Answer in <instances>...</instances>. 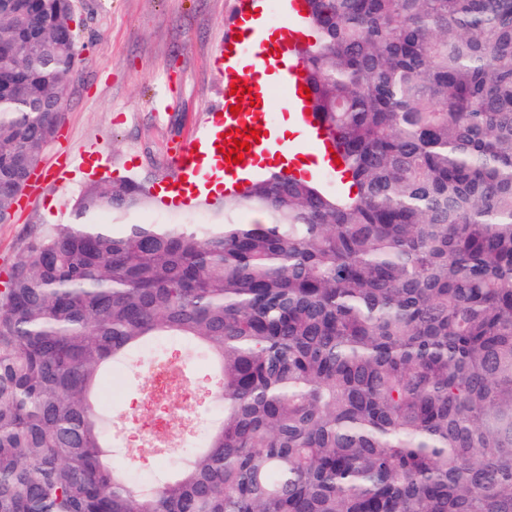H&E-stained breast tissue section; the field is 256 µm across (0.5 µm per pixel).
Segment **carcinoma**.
<instances>
[{
  "label": "carcinoma",
  "instance_id": "carcinoma-1",
  "mask_svg": "<svg viewBox=\"0 0 512 512\" xmlns=\"http://www.w3.org/2000/svg\"><path fill=\"white\" fill-rule=\"evenodd\" d=\"M347 181L281 172L222 224L113 225L96 184L0 281V512H512V0H305ZM71 0H0V219L81 61ZM262 219L243 223L242 212ZM178 338L224 417L132 481L101 373Z\"/></svg>",
  "mask_w": 512,
  "mask_h": 512
}]
</instances>
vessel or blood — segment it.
Returning <instances> with one entry per match:
<instances>
[{
  "label": "vessel or blood",
  "instance_id": "b4317fda",
  "mask_svg": "<svg viewBox=\"0 0 512 512\" xmlns=\"http://www.w3.org/2000/svg\"><path fill=\"white\" fill-rule=\"evenodd\" d=\"M224 44L226 55L218 56L217 63L225 84L236 85V93H222L219 103L207 110L204 121L198 125L189 146L179 148L180 181L171 185L181 191L185 182L199 175L203 144L223 143L225 150L233 149L241 129L258 131V142L252 150L275 154L286 162L305 150H313L317 157V173L335 170L337 163L331 152L330 137L314 112H311L304 89L308 84L301 58L303 33L295 28L289 31L255 25V18L264 14V0H238ZM281 91L283 108L299 128V140L281 142L272 121L268 105L274 91ZM242 105L243 110L232 113L231 108ZM212 170L223 173L224 193L232 196L252 180L255 167L249 161L227 163L223 153L213 154Z\"/></svg>",
  "mask_w": 512,
  "mask_h": 512
}]
</instances>
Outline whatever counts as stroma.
<instances>
[{
	"label": "stroma",
	"mask_w": 512,
	"mask_h": 512,
	"mask_svg": "<svg viewBox=\"0 0 512 512\" xmlns=\"http://www.w3.org/2000/svg\"><path fill=\"white\" fill-rule=\"evenodd\" d=\"M82 20V61L65 93V110L39 169L44 185L14 206L0 224V270L19 257L33 226L68 224L72 205L91 184L131 177L150 193V205L134 221L219 224L224 201L174 208L160 190L174 173V149L192 138L203 110L217 104L224 82L215 68L236 0H73ZM77 164L65 178L56 172L65 157ZM160 354L181 390L175 397L180 423L142 436L154 368L140 358L122 366L123 389L111 393L114 447L142 483L173 472L182 455L205 441L219 418L214 365L178 340Z\"/></svg>",
	"instance_id": "35a3bbf8"
}]
</instances>
